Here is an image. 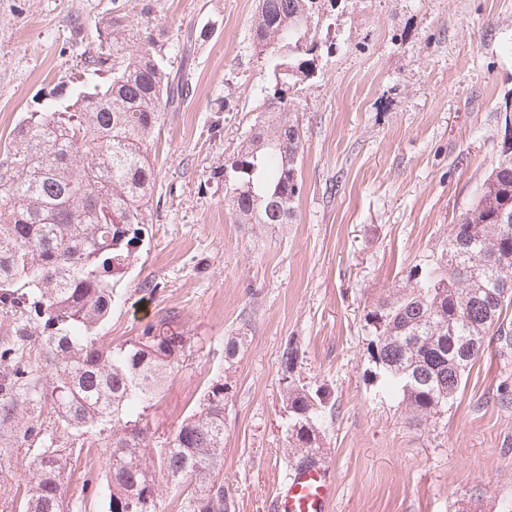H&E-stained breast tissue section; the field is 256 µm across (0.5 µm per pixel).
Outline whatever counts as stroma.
<instances>
[{"mask_svg": "<svg viewBox=\"0 0 512 512\" xmlns=\"http://www.w3.org/2000/svg\"><path fill=\"white\" fill-rule=\"evenodd\" d=\"M258 0H0V145L49 91L82 75L113 11L178 41L215 20L191 50L190 94L169 112L150 158L161 205L115 286L104 342L168 318L189 336L184 363L150 410L172 432L223 377L224 487L235 512H271L288 474L280 355L293 345L304 382L329 389L322 434L333 467L330 512H502L512 504V348L490 343L448 407L418 427L372 375L366 314L448 247L500 152L512 116V0H318L314 74L300 108L304 189L291 224H237L224 160L275 88L274 55L249 33ZM235 342L226 357L224 346ZM0 436L23 473L56 427Z\"/></svg>", "mask_w": 512, "mask_h": 512, "instance_id": "35a3bbf8", "label": "stroma"}]
</instances>
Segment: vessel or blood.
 I'll return each mask as SVG.
<instances>
[{"label":"vessel or blood","instance_id":"obj_1","mask_svg":"<svg viewBox=\"0 0 512 512\" xmlns=\"http://www.w3.org/2000/svg\"><path fill=\"white\" fill-rule=\"evenodd\" d=\"M335 499L336 483L331 467L315 462L289 473L271 509L272 512H329Z\"/></svg>","mask_w":512,"mask_h":512}]
</instances>
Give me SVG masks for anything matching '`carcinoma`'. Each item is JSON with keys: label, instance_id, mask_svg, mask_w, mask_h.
<instances>
[{"label": "carcinoma", "instance_id": "cac0c4a2", "mask_svg": "<svg viewBox=\"0 0 512 512\" xmlns=\"http://www.w3.org/2000/svg\"><path fill=\"white\" fill-rule=\"evenodd\" d=\"M317 0H259L250 39L259 52L286 51L278 78L312 74L308 55ZM163 32L145 39L127 14L101 21L86 70L103 79L73 83L67 98L27 113L0 151V310L19 315L14 345L0 352V432L35 425L17 394L49 404L62 428L14 479L18 512H70L64 490L82 470L79 497H94L101 476L105 512H161L163 478L179 512H231L224 490V379L170 434L152 432L148 411L178 371L189 337L165 320L112 346L100 330L114 286L127 273L152 223L156 174L149 147L161 119L185 101L188 85L168 69ZM300 108L277 88L267 118L224 159V197L236 224H290L303 179ZM512 141L454 225L448 252L416 268L413 285L367 314L369 350L385 392L402 398L420 426L459 392L467 369L491 341L512 345L503 318L512 306ZM39 330L33 358L20 350ZM299 351L281 355L280 399L288 467L321 452V421L333 416L329 392L295 377ZM419 376L409 385L405 371Z\"/></svg>", "mask_w": 512, "mask_h": 512}]
</instances>
